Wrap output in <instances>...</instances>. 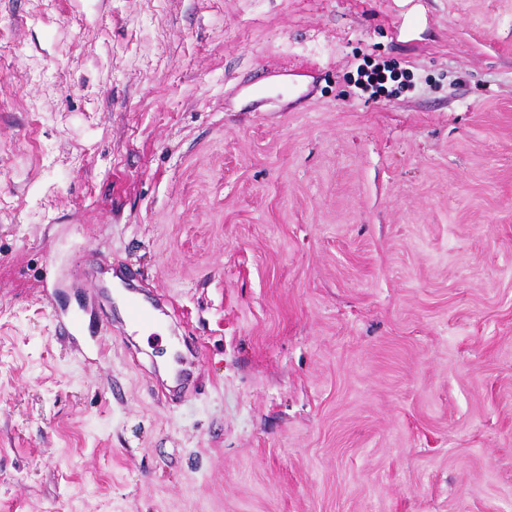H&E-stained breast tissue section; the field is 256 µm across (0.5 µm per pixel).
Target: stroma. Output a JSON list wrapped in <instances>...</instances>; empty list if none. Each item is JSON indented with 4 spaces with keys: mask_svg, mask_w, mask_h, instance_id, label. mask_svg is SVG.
Masks as SVG:
<instances>
[{
    "mask_svg": "<svg viewBox=\"0 0 512 512\" xmlns=\"http://www.w3.org/2000/svg\"><path fill=\"white\" fill-rule=\"evenodd\" d=\"M0 512H512V0H0Z\"/></svg>",
    "mask_w": 512,
    "mask_h": 512,
    "instance_id": "35a3bbf8",
    "label": "stroma"
}]
</instances>
